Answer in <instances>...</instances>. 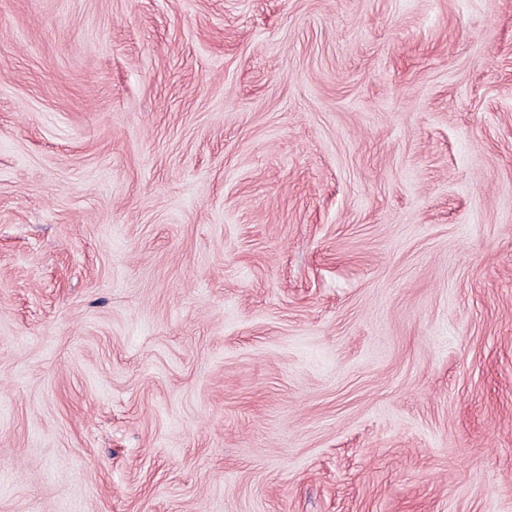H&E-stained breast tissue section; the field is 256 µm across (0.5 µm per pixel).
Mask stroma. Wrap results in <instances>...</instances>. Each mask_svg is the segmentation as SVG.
I'll return each mask as SVG.
<instances>
[{
	"instance_id": "obj_1",
	"label": "stroma",
	"mask_w": 512,
	"mask_h": 512,
	"mask_svg": "<svg viewBox=\"0 0 512 512\" xmlns=\"http://www.w3.org/2000/svg\"><path fill=\"white\" fill-rule=\"evenodd\" d=\"M0 512H512V0H0Z\"/></svg>"
}]
</instances>
